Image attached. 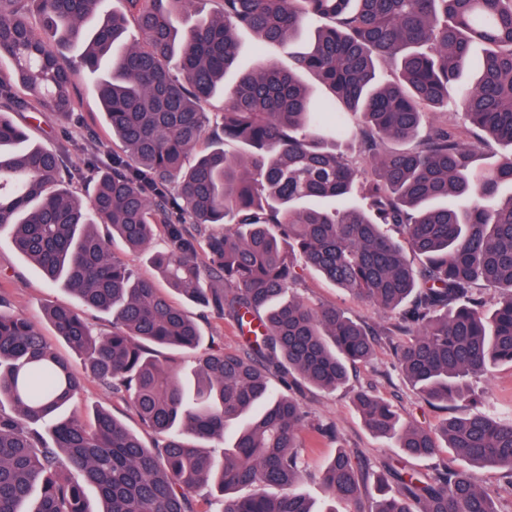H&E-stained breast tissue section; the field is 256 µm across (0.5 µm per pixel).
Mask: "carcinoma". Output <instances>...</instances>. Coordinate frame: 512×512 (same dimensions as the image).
I'll use <instances>...</instances> for the list:
<instances>
[{
  "mask_svg": "<svg viewBox=\"0 0 512 512\" xmlns=\"http://www.w3.org/2000/svg\"><path fill=\"white\" fill-rule=\"evenodd\" d=\"M109 2L0 0V58L12 63L0 76V239L109 317L103 333L77 309H45L85 373L157 442L146 446L104 407L68 411L85 373L0 293V512H203L205 487L223 495L222 512H334L297 489L307 474L299 433L327 438L333 426L309 421L272 380L334 390L349 365L371 359L376 332L334 304L289 295L302 270L398 311L391 332L407 340L393 346L397 364L429 403L466 398V379L512 365V0H211L209 11L125 0L121 13ZM308 19L320 22L309 49L291 53L288 69L241 75L212 121L238 33L287 48ZM104 64L96 93L112 159L82 199L68 183V128L57 152L28 143L8 113L70 121L75 74ZM468 66L472 86L461 83ZM300 73L335 102L313 108ZM450 99L459 122H426ZM494 143L508 151L484 168ZM346 198L362 204L325 205ZM157 237L151 264L166 292L112 253L116 238L146 250ZM176 295L244 337L235 352L211 344L190 378L160 353L203 339ZM353 403L400 448L386 469L396 488L368 497L364 465L340 450L320 474L332 498L353 512H498L469 471L422 472L407 460L446 448L512 482L511 418L451 416L428 431L401 425L371 391ZM231 428L218 459L206 444ZM245 487L256 491L237 494Z\"/></svg>",
  "mask_w": 512,
  "mask_h": 512,
  "instance_id": "carcinoma-1",
  "label": "carcinoma"
}]
</instances>
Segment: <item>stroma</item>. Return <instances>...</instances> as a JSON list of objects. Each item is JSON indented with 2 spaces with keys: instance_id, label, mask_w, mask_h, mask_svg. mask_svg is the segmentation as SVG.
<instances>
[{
  "instance_id": "obj_1",
  "label": "stroma",
  "mask_w": 512,
  "mask_h": 512,
  "mask_svg": "<svg viewBox=\"0 0 512 512\" xmlns=\"http://www.w3.org/2000/svg\"><path fill=\"white\" fill-rule=\"evenodd\" d=\"M240 48L235 65L224 77V87L211 100L212 111H222L229 100V90L238 73L273 62L288 66L287 49L260 43L251 33L239 35ZM77 118L79 124L72 130L73 136H80L83 127L97 131L101 156H108L112 150V137L100 126V106L94 91V79L82 75L79 82ZM303 279L296 293L310 303H332L343 308L352 318L380 326H390L395 317L381 312L369 302L352 297L343 289L335 287L313 270L302 273ZM0 292L6 293L14 311L24 315L39 327L46 336H53L54 330L46 320L44 308L47 304L75 305V298L63 287L50 285L36 268L20 256L6 241H0ZM182 307L193 320L199 321L204 336L214 337L225 350H238L242 336L236 326L227 319L204 316L201 307L186 301ZM473 388L483 398L484 405L498 412L512 413V366L499 365L486 375L473 378ZM368 389L390 401L404 423L425 429L436 428L450 416L463 417L477 412L478 407L467 401H452L446 405H429L424 401L402 375L387 341H380L372 360L366 364L352 366L346 385L333 390L307 391L301 399L304 411L312 420L334 423L336 436L332 439L314 441L308 431H301L299 440L305 448L309 475L301 482L299 489L317 507H336L337 512H352L349 504L335 502L328 496L318 479V473L325 463L335 455L337 449H346L352 456L365 464L364 478L368 492H375L377 476L387 464L396 459L399 450L392 440L379 438L365 426L356 410L352 398L354 391ZM83 409L102 406L109 409L130 430L141 432L144 443H151L150 434L142 433L137 417L120 400L102 388L92 377H85L83 388L75 399Z\"/></svg>"
}]
</instances>
